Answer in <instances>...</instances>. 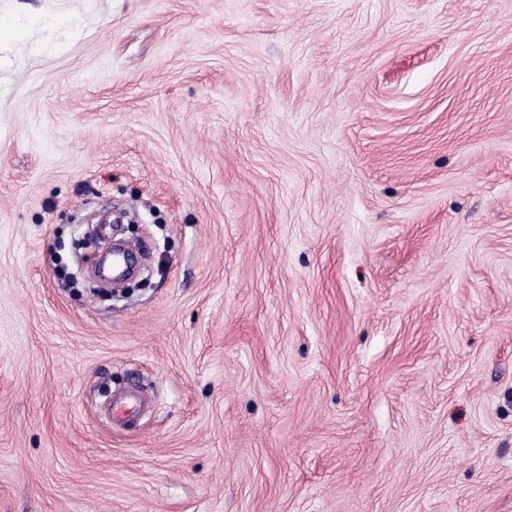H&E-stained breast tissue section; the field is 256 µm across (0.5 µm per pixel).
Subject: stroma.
I'll return each instance as SVG.
<instances>
[{"label":"stroma","mask_w":512,"mask_h":512,"mask_svg":"<svg viewBox=\"0 0 512 512\" xmlns=\"http://www.w3.org/2000/svg\"><path fill=\"white\" fill-rule=\"evenodd\" d=\"M0 512H512V0H0Z\"/></svg>","instance_id":"35a3bbf8"}]
</instances>
